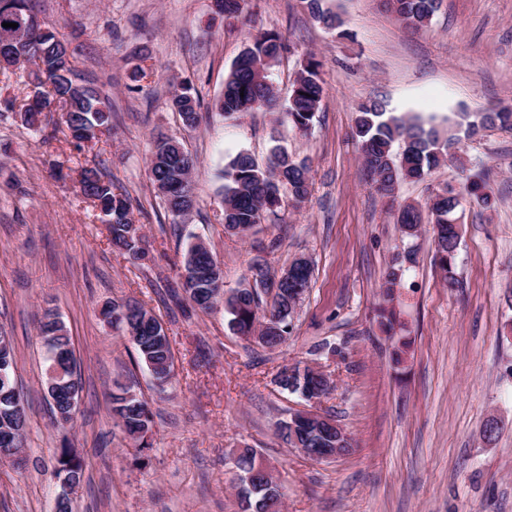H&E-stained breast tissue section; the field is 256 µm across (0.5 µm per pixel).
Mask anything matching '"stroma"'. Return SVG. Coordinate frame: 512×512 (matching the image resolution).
<instances>
[{
    "label": "stroma",
    "mask_w": 512,
    "mask_h": 512,
    "mask_svg": "<svg viewBox=\"0 0 512 512\" xmlns=\"http://www.w3.org/2000/svg\"><path fill=\"white\" fill-rule=\"evenodd\" d=\"M44 27L68 43L76 81L108 98L109 140L76 148L67 128L46 140L0 112V331L11 338L12 378L26 409L22 466L0 463V512H53V470L63 439L84 462L74 512H236L230 454L256 448L275 468L284 512H512V131L461 137L455 159L420 181L378 194L352 135L363 101L387 112L445 119L512 106V0H441L414 32L383 0H325L344 33L315 21L303 0H248L242 16L213 0H31ZM287 49L273 66L280 99L308 56L322 64L325 97L309 132L283 110L236 120L214 111L233 61L260 31ZM144 76L131 85L128 74ZM188 85L202 118L184 126L171 99ZM173 135L199 160L198 205L173 223L149 180L153 138ZM307 160L312 189L283 201L245 237L222 221V170L238 152L266 165L273 146ZM104 161L132 202L150 258L112 248L108 226L79 191L83 167ZM490 172L493 204L464 200L461 242L448 284L431 225L405 237L397 214L467 175ZM212 249L224 292L249 280L264 254L280 271L308 256L313 276L288 342L269 351L231 331L223 307L201 312L173 301L189 235ZM413 250L393 300L412 340L401 366L379 327L380 285L397 255ZM135 299L162 320L173 375L157 387L123 330L101 310ZM53 310L77 360L80 399L60 429L46 394L38 318ZM313 363L336 383L320 412L352 450L316 463L280 436L299 404L272 379L286 364ZM130 385L153 414L149 445L135 447L112 415L109 395ZM492 437H485L488 425Z\"/></svg>",
    "instance_id": "1"
}]
</instances>
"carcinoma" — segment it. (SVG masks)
Segmentation results:
<instances>
[{"label": "carcinoma", "instance_id": "cac0c4a2", "mask_svg": "<svg viewBox=\"0 0 512 512\" xmlns=\"http://www.w3.org/2000/svg\"><path fill=\"white\" fill-rule=\"evenodd\" d=\"M305 2L312 16L326 27L335 30L342 26L340 17L323 10L320 0ZM386 4L413 31L427 28L438 7L437 0H386ZM216 6L225 16L236 17L243 12L245 0H216ZM36 41L40 45V54L24 57L17 54L13 61L15 66H34L35 90L27 94L24 103L18 107L12 100L4 102V109L17 112L23 125L41 131L54 123L47 118L45 111L58 106L78 148L88 141L112 135L111 103L105 101L96 88L75 83V65L63 41L49 30L40 32ZM285 50L286 45L276 32L265 31L252 37L224 79V92L215 103L218 114L226 119H236L258 107H275L278 92L271 68ZM324 96L320 63L311 57L293 82L285 112L288 121L300 131L311 129ZM172 105L186 125L199 123V99L190 93V87L185 86L175 94ZM488 127L511 130L512 111L506 108L492 110L476 121L469 120L468 113L460 112L443 126L432 119L388 116L379 102L369 100L356 112L353 136L361 143L367 177L377 192L390 196L400 182L420 180L443 163L450 156V151L456 149L459 130H465L472 137ZM399 141L403 142L404 149L396 154L393 146ZM196 165V159L177 139L160 137L154 141L149 177L166 211L175 220L189 215L196 206L192 180ZM311 186L310 165L304 159H294L285 150L273 149L269 163L264 167L259 166L249 154L239 152L224 167V228L233 234L244 235L261 223L266 214L281 207L283 194H288L296 203H302L308 199ZM80 188L83 196L98 206L106 217L112 246L137 260L147 259L143 243L129 234V226L133 224L131 199L114 186L101 163L82 169ZM466 192L478 204L491 207L487 175L471 180ZM460 204V195L445 189L431 196L423 208L414 204L402 206L397 217L402 232L409 238L414 236L417 226L425 222L433 225L436 257L442 269L449 274L451 286L455 284L452 266L461 239L459 224L455 223L456 209ZM181 271L188 273L181 279L184 299L200 310L212 309L218 302L212 284L223 275L204 241L196 238L188 243ZM249 273L254 284L262 286L263 291L253 295L244 288L225 299L228 326L239 336H251L256 332L262 336H276L280 346L291 335L293 315L288 309L297 306V289L310 287L312 264L294 260L287 271L278 275L266 258L257 256L249 264ZM132 305H137V302H112L113 324L125 331L131 328L137 334L134 346L139 359L157 386L162 388L169 382L173 371L170 339L157 332L156 319L146 318L149 310L143 307L139 308L140 318L126 323L121 315ZM64 331L66 328L56 314L44 313L39 324L40 335L52 336L55 340L46 347V361L50 366L56 362L52 352L69 341ZM67 362L68 357L63 356L56 363L65 370ZM275 383L283 392L288 391V385H295L296 394L316 386L310 376L292 383L286 376L278 377ZM13 387L9 375L0 382V429H14L22 436L24 411L21 401L12 392ZM112 413L135 445L141 448L148 446L145 434L150 430L152 418L145 400L132 393L130 388L120 386L112 393ZM299 437L303 447L316 452L336 447V432L329 428H304ZM56 463L76 478H83V461L69 446L60 448ZM256 463V452L251 448L240 451L235 459L237 479L244 483L238 502L239 512H281L276 490L255 484L252 473Z\"/></svg>", "mask_w": 512, "mask_h": 512}]
</instances>
